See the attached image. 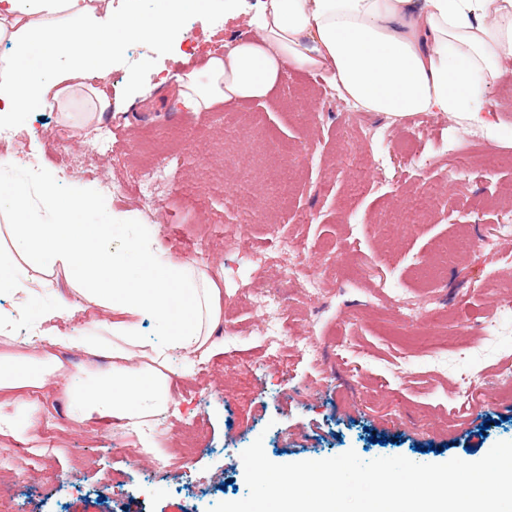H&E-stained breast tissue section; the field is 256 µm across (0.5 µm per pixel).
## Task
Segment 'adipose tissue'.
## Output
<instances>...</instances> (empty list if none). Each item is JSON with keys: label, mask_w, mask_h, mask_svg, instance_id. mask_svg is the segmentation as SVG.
Listing matches in <instances>:
<instances>
[{"label": "adipose tissue", "mask_w": 512, "mask_h": 512, "mask_svg": "<svg viewBox=\"0 0 512 512\" xmlns=\"http://www.w3.org/2000/svg\"><path fill=\"white\" fill-rule=\"evenodd\" d=\"M209 0H161L152 19L114 15L112 0H0V128L15 127L31 112L61 106L73 89L104 77L127 42L182 39L184 15ZM60 16V23L47 19ZM254 35L224 55L210 57L204 73L183 72L177 94L184 107L204 112L269 95L288 70L324 72L337 91L367 112L405 117L450 114L499 125L486 106L490 86L512 57V0H256ZM63 178L40 176L49 220L34 210L25 185L6 204L13 217L11 254L0 253V291L12 307L0 310V435L25 440L40 425L36 398L55 376L68 378L71 419L114 418L138 426L170 404L166 371L172 351L210 352L222 321L217 281L190 262L158 253L151 230L141 227L122 249L108 247L119 213L105 209L89 189L60 193ZM99 212L98 224L75 221L76 211ZM39 263L92 302L112 309L109 338L60 334L53 325L69 312L65 301L47 306L42 284L23 261ZM151 317L156 341L140 339V320ZM29 325L24 350H15L16 322ZM120 345H112V338ZM68 348L87 355L66 370L56 355ZM110 361L99 370L98 358Z\"/></svg>", "instance_id": "ef3b65f1"}]
</instances>
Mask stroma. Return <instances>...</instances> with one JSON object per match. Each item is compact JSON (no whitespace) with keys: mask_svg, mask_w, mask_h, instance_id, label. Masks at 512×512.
<instances>
[{"mask_svg":"<svg viewBox=\"0 0 512 512\" xmlns=\"http://www.w3.org/2000/svg\"><path fill=\"white\" fill-rule=\"evenodd\" d=\"M182 45H127L105 78L110 108L87 120V91L61 108L32 113L20 138L0 146V184L58 170L72 189L94 190L128 223L150 225L173 261L217 273L224 322L220 350L171 356L166 413L128 428L114 419L71 421L42 413L24 443L0 436V500L13 512H209L248 493L241 453L262 439L278 464L355 450L365 460L403 456L421 464L473 462L512 441V315L488 340L481 326L512 286V139L493 140L468 121L431 113L392 119L349 112L326 80L288 71L270 95L190 112L177 104L184 70H203L224 44L246 39V17L223 0L186 22ZM138 85L128 90L130 73ZM403 151L384 166L382 143ZM171 158L155 203L131 177ZM299 249L318 295L284 285V243ZM420 307L405 322L380 303L379 284ZM261 288L284 309L282 330L308 343L271 355L275 320L251 302ZM70 304L61 332L100 336L109 308L90 303L63 278L44 296ZM190 432L198 452L155 470L139 448ZM23 446L26 464L11 452Z\"/></svg>","mask_w":512,"mask_h":512,"instance_id":"1","label":"stroma"}]
</instances>
